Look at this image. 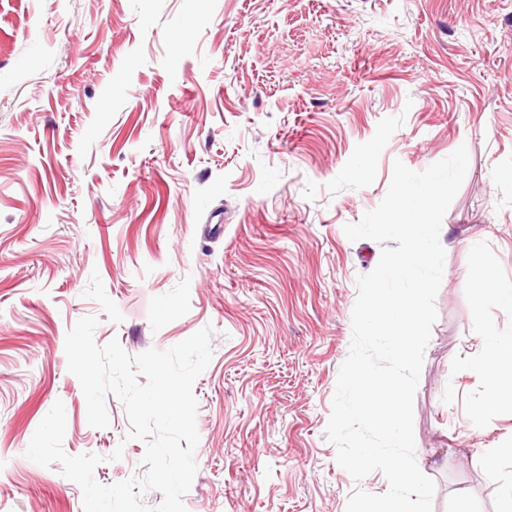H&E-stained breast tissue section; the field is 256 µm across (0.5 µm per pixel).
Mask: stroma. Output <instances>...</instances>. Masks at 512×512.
<instances>
[{
  "mask_svg": "<svg viewBox=\"0 0 512 512\" xmlns=\"http://www.w3.org/2000/svg\"><path fill=\"white\" fill-rule=\"evenodd\" d=\"M462 146L415 458L433 512H497L512 403L474 409L480 334L512 336V304L476 278L512 289V0H0V512H83L60 464L25 456L58 401L63 448L101 455L98 483L145 472L123 403L91 427L68 370L89 315L97 344L131 355L213 329L187 512H346L384 493L325 438L356 279L382 250L344 227L394 161L420 172Z\"/></svg>",
  "mask_w": 512,
  "mask_h": 512,
  "instance_id": "35a3bbf8",
  "label": "stroma"
}]
</instances>
